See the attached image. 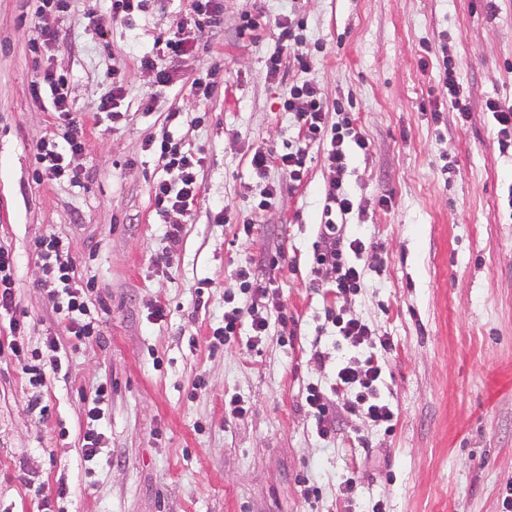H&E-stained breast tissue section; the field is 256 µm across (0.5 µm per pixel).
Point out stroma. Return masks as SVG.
<instances>
[{"label":"stroma","instance_id":"obj_1","mask_svg":"<svg viewBox=\"0 0 512 512\" xmlns=\"http://www.w3.org/2000/svg\"><path fill=\"white\" fill-rule=\"evenodd\" d=\"M37 7L0 0V247L15 259L16 302L0 314V343L16 318L29 352L48 360L56 336L67 357L34 386L0 353V512H369L378 500L386 512H502L512 488V150L500 151L486 104L512 105V0H224L218 24L196 22L192 0H148L122 24L108 0ZM286 15L303 29L284 46L275 21ZM178 30L194 52L173 60L165 40ZM275 53L282 67L270 80ZM301 55L310 73L294 67ZM145 57L172 84H157ZM445 57L454 99L439 77ZM209 68L224 85L200 103L190 86ZM115 69L125 97L112 122L99 106ZM50 72L67 76L85 131L73 184L36 176L34 147L60 131L49 99L30 91ZM307 78L330 112L355 113L368 143L344 176L353 208L336 218L364 232V282L341 303L392 341L381 383L392 427L345 415L326 440L305 395L329 392L350 356L334 341L328 279L312 265L326 147H309L297 186L278 166L262 178L250 165L254 151L296 140L281 98ZM164 133L200 151L202 192L189 214L163 219L152 187L177 174L145 142ZM270 181L281 191L263 209ZM224 206L252 219L251 236L216 222ZM169 223L184 227L173 251ZM47 235L68 239L76 275L91 281L98 337L77 341L61 324L33 246ZM276 250L282 263L263 267ZM249 264L294 316V335L274 325L257 341L246 326L232 346H212L224 291ZM100 386L104 437L87 462L86 409ZM233 396L245 417L225 407ZM349 476L350 502L337 494Z\"/></svg>","mask_w":512,"mask_h":512}]
</instances>
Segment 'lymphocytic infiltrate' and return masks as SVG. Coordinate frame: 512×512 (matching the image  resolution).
Wrapping results in <instances>:
<instances>
[{
  "instance_id": "f902f5d3",
  "label": "lymphocytic infiltrate",
  "mask_w": 512,
  "mask_h": 512,
  "mask_svg": "<svg viewBox=\"0 0 512 512\" xmlns=\"http://www.w3.org/2000/svg\"><path fill=\"white\" fill-rule=\"evenodd\" d=\"M45 86L53 94L55 111L67 116L68 123L60 135L36 145L38 172L50 180L65 178L75 183L79 180V174L71 168L67 157L83 150V128L78 121L69 117L64 79L45 74L42 81L33 83V94H40ZM283 107L293 114L298 126L295 144L287 152L276 156L256 152L251 164L261 176L265 175L270 166H278L287 175L289 182L298 184L305 175L308 146L315 142H328L327 163L331 178L323 209L326 220L320 226L313 263L316 269L330 271L331 286L336 296L357 293L363 284L364 271L356 258L364 252L365 242L359 231L345 230L332 219L333 212L345 213L353 207L350 195L342 189L349 162L346 140L350 138L353 120L346 115L341 122L328 123V108L316 85L311 82L291 86ZM146 148L159 155L165 168L178 173L175 182L160 181L154 185L157 211L162 215L170 211L189 213L201 193L200 157L191 150L181 148L167 134L158 140H148ZM35 247L43 271L57 283L54 290L59 299L56 311L66 331L79 340L93 336L95 327L88 318L85 301L87 287L75 277L68 242L58 236H49L36 240ZM236 278L239 290L251 294L252 303L246 307L237 306L234 303L236 292H225L224 325L216 329L215 339L227 345L233 343L245 323L250 324L253 336L257 339L266 334L270 322H278L283 328L293 323L294 318L289 315L284 304L272 299L267 283L256 276L251 268H241ZM330 317L337 337L353 350L354 355L336 367L333 390L343 400L341 408L330 407L319 388L312 387L307 391L305 403L314 416L318 436L335 437L339 414L343 411L360 414L378 426L391 423L395 418L394 407L382 395L380 387L383 374L380 354L390 349L389 338L377 335L368 322L349 316L343 310H331Z\"/></svg>"
}]
</instances>
